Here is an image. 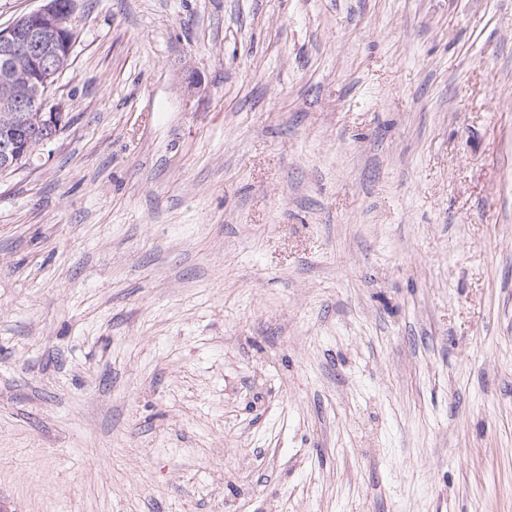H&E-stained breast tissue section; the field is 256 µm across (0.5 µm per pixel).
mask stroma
I'll return each mask as SVG.
<instances>
[{"label":"stroma","instance_id":"1","mask_svg":"<svg viewBox=\"0 0 512 512\" xmlns=\"http://www.w3.org/2000/svg\"><path fill=\"white\" fill-rule=\"evenodd\" d=\"M0 173L10 512H512V0H75Z\"/></svg>","mask_w":512,"mask_h":512}]
</instances>
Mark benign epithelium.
Segmentation results:
<instances>
[{
  "instance_id": "obj_1",
  "label": "benign epithelium",
  "mask_w": 512,
  "mask_h": 512,
  "mask_svg": "<svg viewBox=\"0 0 512 512\" xmlns=\"http://www.w3.org/2000/svg\"><path fill=\"white\" fill-rule=\"evenodd\" d=\"M72 7L60 0H44L0 29V111L15 113L17 124L29 128L19 140L9 128L0 132V170L8 171L31 158L33 145H46L60 131L64 109L53 91L70 58L64 34L72 25Z\"/></svg>"
}]
</instances>
